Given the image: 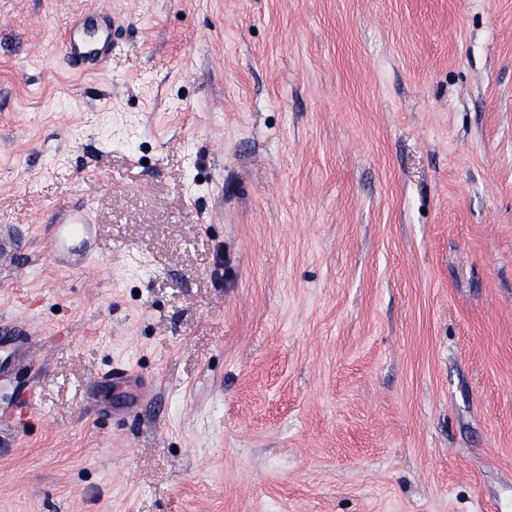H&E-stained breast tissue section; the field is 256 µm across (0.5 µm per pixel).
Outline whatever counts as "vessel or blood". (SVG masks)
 I'll return each mask as SVG.
<instances>
[{
  "mask_svg": "<svg viewBox=\"0 0 512 512\" xmlns=\"http://www.w3.org/2000/svg\"><path fill=\"white\" fill-rule=\"evenodd\" d=\"M111 18L102 13L86 15L75 28L67 32L61 51L68 62L77 67H94L112 53ZM28 332L23 318L0 323V379L8 375L16 361L27 360L30 366H37L36 354L26 353L24 344Z\"/></svg>",
  "mask_w": 512,
  "mask_h": 512,
  "instance_id": "b4317fda",
  "label": "vessel or blood"
}]
</instances>
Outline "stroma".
<instances>
[{"mask_svg": "<svg viewBox=\"0 0 512 512\" xmlns=\"http://www.w3.org/2000/svg\"><path fill=\"white\" fill-rule=\"evenodd\" d=\"M1 234L0 512H512V0H0ZM113 26V21L105 14L86 15L75 28L65 34L61 45L64 57L74 66L83 67L81 72L97 66L112 54ZM88 35L95 37L94 41H88ZM28 334L22 317L0 323V380L8 375L16 361L26 359L34 369L38 366L36 354L22 349Z\"/></svg>", "mask_w": 512, "mask_h": 512, "instance_id": "1", "label": "stroma"}]
</instances>
